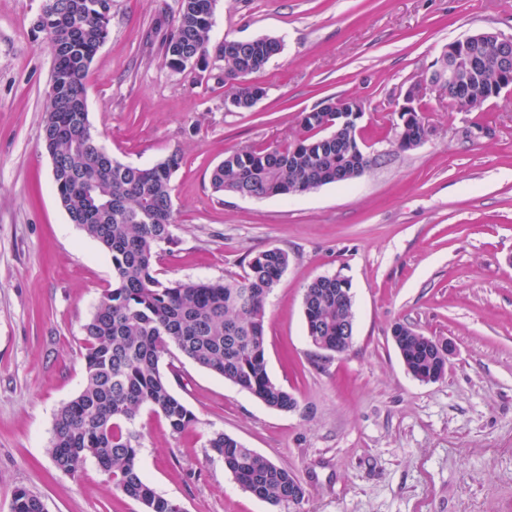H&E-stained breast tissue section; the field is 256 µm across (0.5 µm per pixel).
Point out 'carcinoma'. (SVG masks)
I'll list each match as a JSON object with an SVG mask.
<instances>
[{
  "label": "carcinoma",
  "instance_id": "obj_1",
  "mask_svg": "<svg viewBox=\"0 0 512 512\" xmlns=\"http://www.w3.org/2000/svg\"><path fill=\"white\" fill-rule=\"evenodd\" d=\"M112 0H57V9L38 21L53 47L64 48L53 66L42 122V144L55 160L52 176L57 200L86 236L111 257L112 287L106 289L83 326L85 384L55 413L48 452L58 468L76 473L89 459L97 462L113 486L138 501L144 512H178L176 503L158 493L144 477L135 420L144 408L159 414L179 433L195 416L170 389L162 371L165 357L178 351L196 365L249 392L265 405L288 411L295 395L275 383L265 358V311L268 297L288 267V252L264 250L248 261L239 279L162 281L155 264L162 245L173 240L172 178L181 163L172 153L151 166L123 164L100 144L89 119L85 81L108 34ZM213 12L209 0H182L162 41L169 67L188 68L194 58L210 56ZM282 50L280 39L256 37L234 47L226 38L215 47L224 59L222 83L230 86L224 103L246 104L251 87L244 64L257 70ZM456 84L498 90L499 69L489 63L477 70L458 69ZM336 113L316 105L300 115V132L283 146H247L224 152L210 173L215 193L239 190L259 198L309 193L362 175L378 163L360 137L348 130L339 137L323 133ZM426 136L423 116L397 148L411 150ZM305 331L309 339L336 344L353 321V304L336 293V276L313 279L304 293ZM406 364L421 372L448 363L427 347L425 336L397 323ZM211 452L224 462L237 483L253 496L284 512L301 505L306 494L288 471L235 438L215 432ZM11 512H47L42 498L20 487Z\"/></svg>",
  "mask_w": 512,
  "mask_h": 512
}]
</instances>
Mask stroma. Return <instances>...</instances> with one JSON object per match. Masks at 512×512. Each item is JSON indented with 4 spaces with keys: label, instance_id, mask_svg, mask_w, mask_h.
Segmentation results:
<instances>
[{
    "label": "stroma",
    "instance_id": "stroma-1",
    "mask_svg": "<svg viewBox=\"0 0 512 512\" xmlns=\"http://www.w3.org/2000/svg\"><path fill=\"white\" fill-rule=\"evenodd\" d=\"M42 0H0V512L24 487L48 512H143L94 461L60 470L47 452L56 410L85 378L83 326L112 261L57 202L41 140L54 53L36 27ZM177 0H112L89 69L90 122L118 161L171 153L175 241L163 280L243 276L280 248L288 268L267 303L270 377L295 411L269 408L185 358L168 379L194 423L172 432L145 410L140 466L183 512H279L211 459L219 431L290 470L299 512H512V90L449 112L431 93L429 138L402 151L393 114L448 43L512 37V0H216L213 43L273 36L282 52L257 75L251 110L224 108V63L171 69L156 23ZM333 96L363 106L376 166L350 183L289 198L219 195L225 149L283 143L300 113ZM487 128L474 139L473 124ZM349 280L354 339L324 356L305 333L303 294L321 275ZM453 341L445 379L422 383L394 347L395 323Z\"/></svg>",
    "mask_w": 512,
    "mask_h": 512
}]
</instances>
